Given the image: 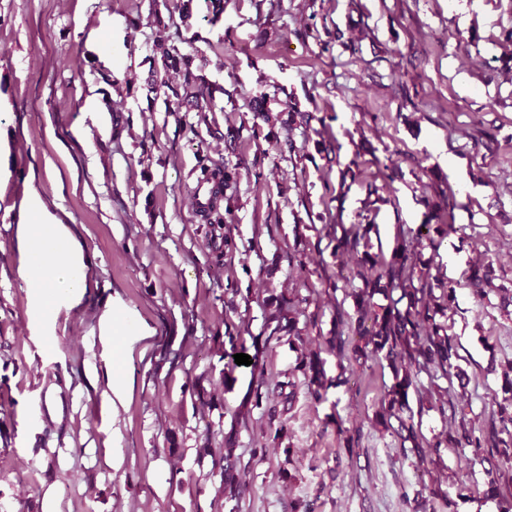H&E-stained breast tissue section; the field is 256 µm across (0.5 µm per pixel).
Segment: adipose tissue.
Listing matches in <instances>:
<instances>
[{
	"label": "adipose tissue",
	"mask_w": 512,
	"mask_h": 512,
	"mask_svg": "<svg viewBox=\"0 0 512 512\" xmlns=\"http://www.w3.org/2000/svg\"><path fill=\"white\" fill-rule=\"evenodd\" d=\"M28 216V223L19 227L26 263H33L39 242L54 243L63 249V258L56 264L49 280L41 281L36 275H29L27 283L34 292L36 303H43L57 294L79 302L87 285L86 263L79 243L66 225L54 223L39 202L29 203Z\"/></svg>",
	"instance_id": "1"
}]
</instances>
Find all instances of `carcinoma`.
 <instances>
[{"mask_svg":"<svg viewBox=\"0 0 512 512\" xmlns=\"http://www.w3.org/2000/svg\"><path fill=\"white\" fill-rule=\"evenodd\" d=\"M154 51L160 54L168 70L177 68V53L164 38L155 41ZM445 224H421L396 240L390 256L371 252L370 233L375 225L357 222L342 227L336 237L332 256L336 259V289L354 301V314L339 310L334 348L342 355L359 359L370 358L385 362L394 374L395 382L383 385L382 414L379 424L388 425L391 417L410 409L409 390L415 388V378L422 372H441L448 376L460 370L459 354L448 311L456 300V288L451 281H442L430 273L431 261H423V250L435 253L445 236ZM497 279L493 262L487 261L475 269L470 280L472 294L482 299L495 287ZM381 295L387 303L374 300ZM318 355L301 357L299 368L309 376V383L322 387L323 376ZM500 392L494 402L488 426L477 429L467 419L466 408L452 398L440 401L439 410L448 413V433L432 441H421L413 427H408L414 451L422 449L440 455L444 449L457 454L473 450L487 460L488 491H497L499 465L512 464V362L502 366ZM249 466L236 470L224 468V488L241 485Z\"/></svg>","mask_w":512,"mask_h":512,"instance_id":"cac0c4a2","label":"carcinoma"}]
</instances>
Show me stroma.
<instances>
[{"mask_svg":"<svg viewBox=\"0 0 512 512\" xmlns=\"http://www.w3.org/2000/svg\"><path fill=\"white\" fill-rule=\"evenodd\" d=\"M468 6L463 19L451 0H0V512H46L49 493L56 512H502L512 471L489 495L473 454L420 460L398 421L373 424L391 370L327 345L337 309L354 310L330 286L337 225L375 221L388 252L440 203L451 229L431 272L458 284L461 373L418 385L488 419L512 360V0ZM161 35L188 69L165 71ZM187 81L218 110L176 100ZM205 168L235 175L208 219L193 203ZM35 196L89 258L82 301L50 318L21 275ZM486 258L500 287L480 300L467 279ZM288 294L301 342L268 304ZM111 305L150 330L144 356L101 339ZM242 351L267 382L233 366ZM304 353L323 362L317 398L295 369ZM116 367L133 376L117 409ZM340 422L361 426L358 443ZM229 459L251 466L234 499Z\"/></svg>","mask_w":512,"mask_h":512,"instance_id":"1","label":"stroma"}]
</instances>
